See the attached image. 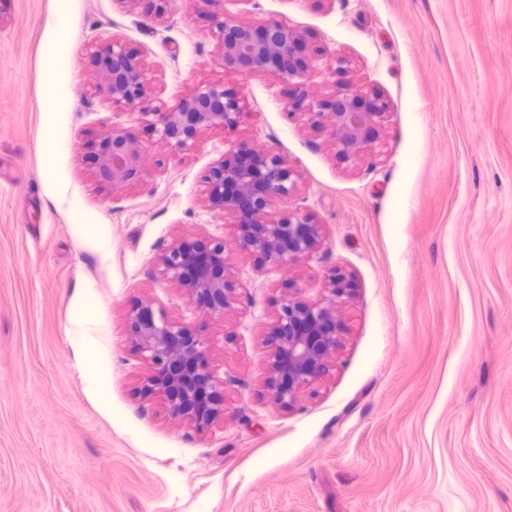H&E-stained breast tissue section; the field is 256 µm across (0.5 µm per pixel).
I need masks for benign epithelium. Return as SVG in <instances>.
I'll list each match as a JSON object with an SVG mask.
<instances>
[{
    "instance_id": "1",
    "label": "benign epithelium",
    "mask_w": 512,
    "mask_h": 512,
    "mask_svg": "<svg viewBox=\"0 0 512 512\" xmlns=\"http://www.w3.org/2000/svg\"><path fill=\"white\" fill-rule=\"evenodd\" d=\"M216 32L222 43L221 65L227 71L268 72L298 86L310 77L313 60L305 56L299 36L284 24L267 22L256 27L221 20ZM149 84L139 58L121 38H112V50L101 58L98 94L138 113L156 139L172 150L190 149L206 129L235 126L242 114L240 98L227 93L222 84L200 85L173 108L148 104ZM362 100L358 90L342 86L304 105L311 124L330 128L337 153L350 161L360 159L387 110L380 98L371 99L367 109L361 106ZM98 158L97 179L114 188L132 186L145 175L142 147L117 129L105 138ZM290 178V170L277 154L268 150L256 155L246 148L225 151L208 176L210 204L237 217L240 246L275 264L311 255L320 235L319 225L305 210L290 209L273 222L263 219L268 201L288 199L294 188ZM210 251V258L202 259L192 243L182 241L171 246L160 262L167 279L197 299L204 315L222 317L228 304L224 243ZM129 321L140 353L153 370L145 390L159 394L170 412L187 422L199 427L210 424L220 413L218 406L206 416L196 411L201 396L215 387L206 342L190 327L156 316L149 305L135 310ZM337 329L334 304L311 306L296 296L284 300L271 331L270 382L279 400L292 399L324 371L336 345Z\"/></svg>"
}]
</instances>
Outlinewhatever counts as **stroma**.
<instances>
[{
	"label": "stroma",
	"mask_w": 512,
	"mask_h": 512,
	"mask_svg": "<svg viewBox=\"0 0 512 512\" xmlns=\"http://www.w3.org/2000/svg\"><path fill=\"white\" fill-rule=\"evenodd\" d=\"M63 11L76 30L50 70ZM220 19L288 25L309 80L225 72ZM116 35L152 104L219 82L244 103L238 126L185 152L158 142L95 91ZM341 83L388 104L354 162L290 107ZM51 92L66 108L49 160ZM115 128L147 176L113 190L92 147ZM234 147L287 161L295 188L266 215L310 212L312 255L266 262L210 206L209 170ZM184 239L225 243L223 317L163 275ZM291 293L335 301L339 330L325 372L284 403L270 333ZM145 304L205 337L212 425L144 394L128 318ZM0 512H512V0H0Z\"/></svg>",
	"instance_id": "stroma-1"
}]
</instances>
